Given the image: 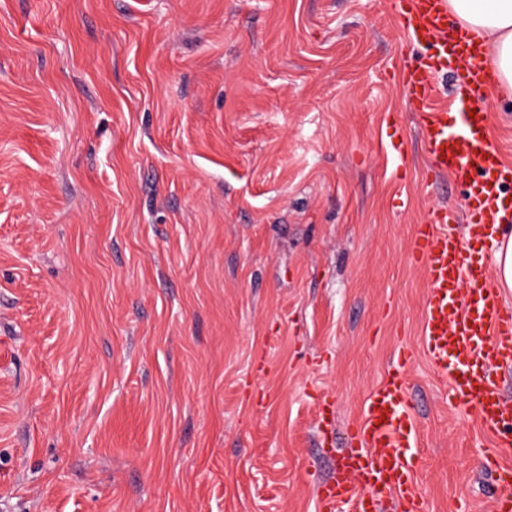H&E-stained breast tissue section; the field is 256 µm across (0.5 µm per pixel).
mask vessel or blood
<instances>
[{
	"mask_svg": "<svg viewBox=\"0 0 512 512\" xmlns=\"http://www.w3.org/2000/svg\"><path fill=\"white\" fill-rule=\"evenodd\" d=\"M394 24L422 52L401 66L397 81L421 130L429 170L463 188L466 214L432 207L417 225L411 254L426 278L421 352L448 383L450 399L475 406L495 436L482 461L495 477L493 512H512V400L497 367L512 363V305L496 285L493 258L504 225L512 223V160L504 156L487 103L498 87L484 45L468 30L448 31L447 0H390ZM450 77L440 97L436 79ZM399 351L384 381L368 395L339 461L336 478L318 489L321 512H424L414 478L416 424L407 406V365Z\"/></svg>",
	"mask_w": 512,
	"mask_h": 512,
	"instance_id": "b4317fda",
	"label": "vessel or blood"
}]
</instances>
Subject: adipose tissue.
I'll return each mask as SVG.
<instances>
[{
    "mask_svg": "<svg viewBox=\"0 0 512 512\" xmlns=\"http://www.w3.org/2000/svg\"><path fill=\"white\" fill-rule=\"evenodd\" d=\"M448 12L485 43L500 90L512 93V0H448Z\"/></svg>",
    "mask_w": 512,
    "mask_h": 512,
    "instance_id": "1",
    "label": "adipose tissue"
}]
</instances>
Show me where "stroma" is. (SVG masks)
Segmentation results:
<instances>
[{
  "label": "stroma",
  "instance_id": "obj_1",
  "mask_svg": "<svg viewBox=\"0 0 512 512\" xmlns=\"http://www.w3.org/2000/svg\"><path fill=\"white\" fill-rule=\"evenodd\" d=\"M389 10L0 0V512H319L402 347L425 512H490L417 353L414 227L465 202Z\"/></svg>",
  "mask_w": 512,
  "mask_h": 512
}]
</instances>
